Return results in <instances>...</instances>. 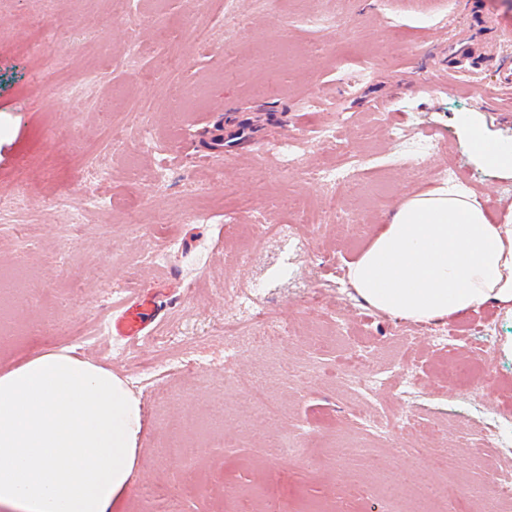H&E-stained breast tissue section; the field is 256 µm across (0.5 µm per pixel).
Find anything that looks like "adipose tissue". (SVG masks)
I'll use <instances>...</instances> for the list:
<instances>
[{
  "label": "adipose tissue",
  "instance_id": "adipose-tissue-1",
  "mask_svg": "<svg viewBox=\"0 0 512 512\" xmlns=\"http://www.w3.org/2000/svg\"><path fill=\"white\" fill-rule=\"evenodd\" d=\"M476 158L512 177V148L462 122ZM372 309L445 323L493 303L512 314V225L495 224L466 189L409 195L350 262ZM140 402L111 370L51 349L0 371V512H125Z\"/></svg>",
  "mask_w": 512,
  "mask_h": 512
}]
</instances>
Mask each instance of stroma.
<instances>
[{
  "mask_svg": "<svg viewBox=\"0 0 512 512\" xmlns=\"http://www.w3.org/2000/svg\"><path fill=\"white\" fill-rule=\"evenodd\" d=\"M313 12L339 20L316 29ZM466 41L512 60V0H238L230 24L209 0H0V194L27 199L0 223V361L72 347L127 381L144 423L127 512H152L146 486L180 493L182 512H215L214 485L245 512L244 489L266 483L287 512L317 501L364 512L382 480L449 477L466 512L512 470L483 427L512 415V317L487 304L450 321L442 350L426 325L356 299L343 274L405 196L441 183L444 163L492 223L512 213V178L479 164L460 133L469 116L512 142V94L490 67L454 90L437 84ZM64 83L75 95H57ZM335 122L343 151L364 160L350 204L366 220L351 230L320 182L267 149L303 138L302 165L317 170L332 159L317 132ZM220 125L244 138L209 151ZM394 128L409 140L387 138ZM63 197L82 223L55 208ZM245 220L268 230L234 233ZM273 224L293 225L303 250ZM228 278L261 285L260 310L318 346L228 352ZM142 290L165 312L146 336L113 335V315ZM358 353L378 381L357 398L338 371ZM458 360L485 369L449 376ZM240 374L268 379L280 421H239ZM397 406L408 422L382 427ZM188 413L197 427H183ZM173 439L197 448L192 465L165 454ZM270 440L285 453L265 456ZM402 441L414 457L397 456ZM304 445L317 467L292 454Z\"/></svg>",
  "mask_w": 512,
  "mask_h": 512,
  "instance_id": "35a3bbf8",
  "label": "stroma"
}]
</instances>
